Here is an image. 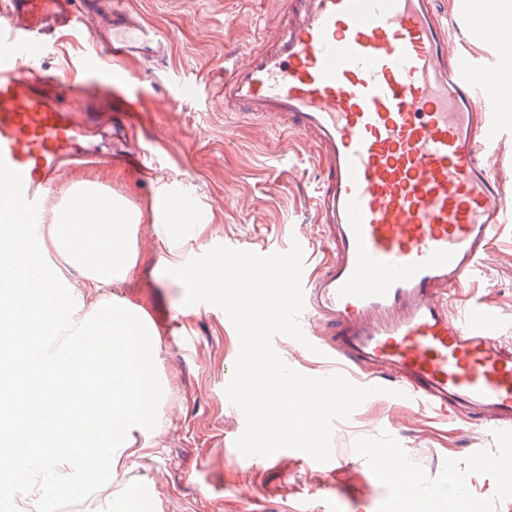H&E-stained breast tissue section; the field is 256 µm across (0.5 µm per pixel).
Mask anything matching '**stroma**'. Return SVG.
<instances>
[{"label": "stroma", "instance_id": "1", "mask_svg": "<svg viewBox=\"0 0 512 512\" xmlns=\"http://www.w3.org/2000/svg\"><path fill=\"white\" fill-rule=\"evenodd\" d=\"M131 2L172 40L171 59L160 70L105 59L111 76L97 79L77 64L96 50L89 36L46 39L45 68L81 88L102 116L84 133L92 158L56 180L49 202L81 180L98 182L132 210L172 208L185 198L188 212L215 216L213 245L261 254L287 252L296 242L309 256L306 271L314 272L324 251L310 204L317 179L311 153L295 140L226 122L217 89L225 45L244 47L257 37V19L270 10L266 0ZM128 141L149 150L148 167L125 164L118 151ZM115 294L148 313L158 337L157 367L172 388L153 455L129 462L135 488L159 492L160 512H245L246 492L267 512H289L300 497L332 504L333 512H394L400 492L371 467L373 448L398 449L405 468L433 491L452 466L473 478L468 512H512V476L500 472L487 481L471 466L474 451L497 447L494 436L458 418L414 414L390 395L364 401L335 422L332 467L301 451L274 462L243 456L235 442L245 424L224 392L240 350L227 315L210 304L184 305L181 283L159 269L145 270L141 287ZM466 299L493 308L512 336V223L500 231Z\"/></svg>", "mask_w": 512, "mask_h": 512}]
</instances>
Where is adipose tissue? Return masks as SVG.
Instances as JSON below:
<instances>
[{"mask_svg":"<svg viewBox=\"0 0 512 512\" xmlns=\"http://www.w3.org/2000/svg\"><path fill=\"white\" fill-rule=\"evenodd\" d=\"M63 207L36 227L0 205V334L29 331L35 350L23 360L0 358V414L9 415L25 394V427L37 447L0 454V497L15 512H58L62 498L91 496L92 512H158V495L142 499L126 473L132 458L149 456L152 435L168 388L156 373L157 347L146 311L116 303L111 289L131 284L140 268L163 265L190 277L195 288L232 297L242 326L257 328L267 311L262 277L241 267L225 274L222 264L198 265L193 248L216 231L211 220L185 224L179 212L151 224L145 247L132 242L140 214L82 181L62 189ZM38 248L26 251L28 230ZM53 258L55 278L66 292L44 288L40 271Z\"/></svg>","mask_w":512,"mask_h":512,"instance_id":"1","label":"adipose tissue"}]
</instances>
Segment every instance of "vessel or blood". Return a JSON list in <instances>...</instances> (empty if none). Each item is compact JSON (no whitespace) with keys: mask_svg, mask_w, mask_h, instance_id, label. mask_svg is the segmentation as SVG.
Returning <instances> with one entry per match:
<instances>
[{"mask_svg":"<svg viewBox=\"0 0 512 512\" xmlns=\"http://www.w3.org/2000/svg\"><path fill=\"white\" fill-rule=\"evenodd\" d=\"M263 30L224 53L225 114L294 137L318 166L314 222L328 254L301 279L300 324L322 357L392 382L409 406L494 431L512 464V341L485 305L453 293L477 278L512 221L500 177L495 88L503 50L457 60L438 0H274ZM85 31L106 55L162 64L171 40L125 0H0V192L28 222L74 155L77 99L28 64L31 45ZM396 456L369 455L400 483Z\"/></svg>","mask_w":512,"mask_h":512,"instance_id":"b4317fda","label":"vessel or blood"}]
</instances>
